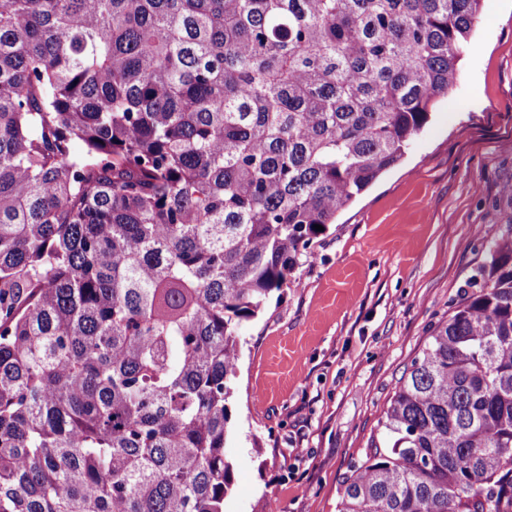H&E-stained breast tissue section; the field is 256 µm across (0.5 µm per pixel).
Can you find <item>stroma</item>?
Masks as SVG:
<instances>
[{
  "label": "stroma",
  "instance_id": "35a3bbf8",
  "mask_svg": "<svg viewBox=\"0 0 512 512\" xmlns=\"http://www.w3.org/2000/svg\"><path fill=\"white\" fill-rule=\"evenodd\" d=\"M459 71L402 162L242 325L224 512H335L396 386L500 235L512 207V0H482Z\"/></svg>",
  "mask_w": 512,
  "mask_h": 512
}]
</instances>
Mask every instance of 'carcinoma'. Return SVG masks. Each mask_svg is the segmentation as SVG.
I'll use <instances>...</instances> for the list:
<instances>
[{"instance_id":"cac0c4a2","label":"carcinoma","mask_w":512,"mask_h":512,"mask_svg":"<svg viewBox=\"0 0 512 512\" xmlns=\"http://www.w3.org/2000/svg\"><path fill=\"white\" fill-rule=\"evenodd\" d=\"M481 0H0V512H224L242 324L399 164ZM336 512H512V213Z\"/></svg>"}]
</instances>
